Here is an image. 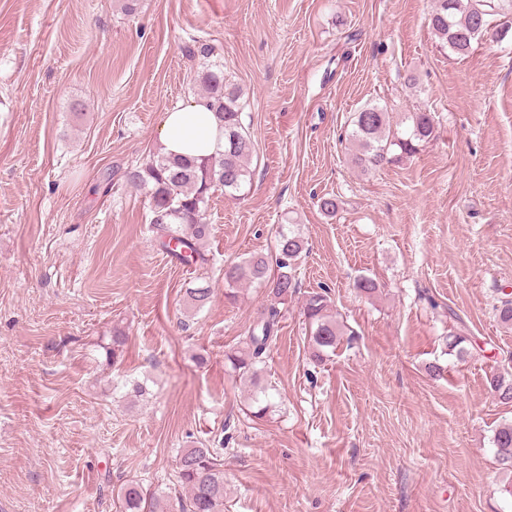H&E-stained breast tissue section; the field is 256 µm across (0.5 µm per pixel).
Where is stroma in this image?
<instances>
[{
    "label": "stroma",
    "mask_w": 512,
    "mask_h": 512,
    "mask_svg": "<svg viewBox=\"0 0 512 512\" xmlns=\"http://www.w3.org/2000/svg\"><path fill=\"white\" fill-rule=\"evenodd\" d=\"M121 4L0 0V512H120L132 481L177 505V456L200 444L220 452L224 512H512L493 445L512 404L488 384L512 372L494 312L512 296V31L458 56L434 0ZM209 70L241 91L253 177L212 195L210 261L181 267L122 174ZM368 104L432 113L435 136L364 173L348 133ZM287 223L304 250L257 419L224 355L269 299L228 303L224 265L274 260ZM323 287L348 337L318 365L302 305ZM455 332L478 352H450Z\"/></svg>",
    "instance_id": "stroma-1"
}]
</instances>
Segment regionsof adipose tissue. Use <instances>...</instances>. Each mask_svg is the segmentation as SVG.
Segmentation results:
<instances>
[{"instance_id": "ef3b65f1", "label": "adipose tissue", "mask_w": 512, "mask_h": 512, "mask_svg": "<svg viewBox=\"0 0 512 512\" xmlns=\"http://www.w3.org/2000/svg\"><path fill=\"white\" fill-rule=\"evenodd\" d=\"M159 139L166 154L206 158L224 150V129L205 101L193 99L165 112Z\"/></svg>"}]
</instances>
